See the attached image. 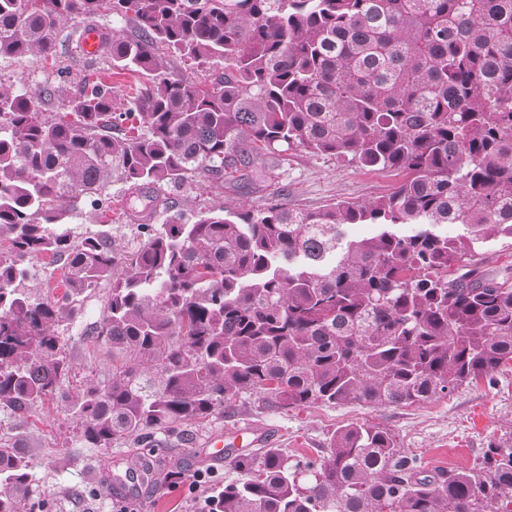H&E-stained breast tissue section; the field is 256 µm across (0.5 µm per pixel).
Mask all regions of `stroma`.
I'll list each match as a JSON object with an SVG mask.
<instances>
[{
	"label": "stroma",
	"mask_w": 512,
	"mask_h": 512,
	"mask_svg": "<svg viewBox=\"0 0 512 512\" xmlns=\"http://www.w3.org/2000/svg\"><path fill=\"white\" fill-rule=\"evenodd\" d=\"M90 64V58L75 47L61 52L53 65L27 58L4 60L0 62V83L24 81L33 89L52 83L55 94L40 100L38 106L46 115H61L66 111V97L80 90ZM59 67L67 69V77L56 75ZM396 181L390 172L295 151L288 158L280 191L261 200L313 210L339 200L361 201L387 194ZM109 194L112 204L105 212L96 210L86 199L72 204L62 229L74 239L105 231L118 248L135 251L143 236L124 216L127 187L112 183ZM160 194L180 209L219 207L236 199L229 190L219 192L188 184L163 186ZM261 200L253 196L249 202L254 205ZM104 300V292L90 295L83 302L81 315L60 326L65 350L74 364L69 392L82 389L87 379H104L112 374L111 358L96 351L84 337L85 328L97 321ZM357 421L391 430L404 454L417 457L427 472L470 469L481 462L487 448L512 445V367L499 370L492 380H479L448 397L409 406L314 405L260 412L254 397L244 396L238 400L233 417L217 414L184 425L180 436L166 437L162 448L178 459L184 472L182 481L165 480L138 489L126 504L127 512H194L201 497L193 489L197 472H213L220 484L237 479V472L227 461L211 459L207 446L210 437L223 436L224 448L232 454L239 451L234 438L240 434L253 447L282 448L291 456L315 460L337 427ZM0 424L8 426L10 433H22L33 486L55 504L56 512H112L111 496H91L88 488L109 484L111 478L123 474L124 462L132 461L138 450L136 444H124L118 451L97 449L88 458L78 455L77 422L60 399L17 421L0 413Z\"/></svg>",
	"instance_id": "1"
}]
</instances>
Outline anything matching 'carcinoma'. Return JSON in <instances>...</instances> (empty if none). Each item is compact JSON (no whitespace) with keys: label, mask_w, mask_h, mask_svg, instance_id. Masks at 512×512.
<instances>
[{"label":"carcinoma","mask_w":512,"mask_h":512,"mask_svg":"<svg viewBox=\"0 0 512 512\" xmlns=\"http://www.w3.org/2000/svg\"><path fill=\"white\" fill-rule=\"evenodd\" d=\"M94 17L133 28L99 50L147 76L123 111L98 68L67 100L72 121L40 112L49 85L0 86L1 411L58 396L72 369L59 323L103 283L88 339L112 376L69 398L83 448L152 449L244 395L261 409L421 404L512 362V276L476 260L512 239V0H0V61L54 59L82 43L64 26ZM176 57L224 74L175 78ZM295 150L400 180L317 211L186 214L157 193H264ZM112 179L143 201L130 218L144 243L119 271L111 238L52 230L73 199L107 203ZM347 224L377 231L345 243ZM42 255L63 262L60 300L29 288L25 261ZM140 462L148 482L182 478L171 457ZM229 465L241 479L201 512H512V448L425 475L366 423L337 428L316 460L256 448ZM0 512H54L6 436Z\"/></svg>","instance_id":"carcinoma-1"}]
</instances>
